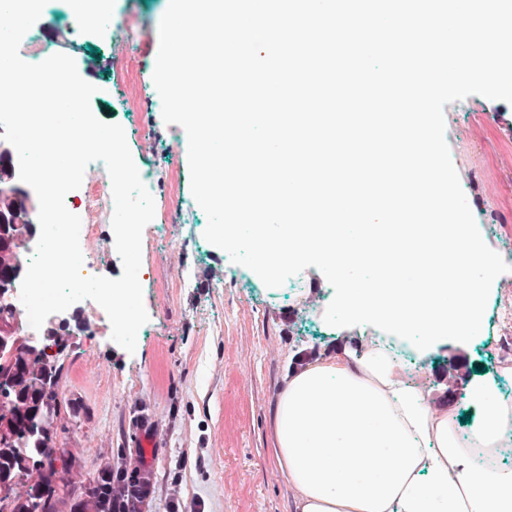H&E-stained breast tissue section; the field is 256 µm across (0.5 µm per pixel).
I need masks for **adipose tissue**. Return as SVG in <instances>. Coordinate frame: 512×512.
<instances>
[{
    "label": "adipose tissue",
    "mask_w": 512,
    "mask_h": 512,
    "mask_svg": "<svg viewBox=\"0 0 512 512\" xmlns=\"http://www.w3.org/2000/svg\"><path fill=\"white\" fill-rule=\"evenodd\" d=\"M393 336L346 340L290 368L273 426L275 460L296 512H512V400L499 373L468 391V439L453 411L410 385Z\"/></svg>",
    "instance_id": "1"
}]
</instances>
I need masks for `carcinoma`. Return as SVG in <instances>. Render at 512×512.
Returning a JSON list of instances; mask_svg holds the SVG:
<instances>
[{
	"label": "carcinoma",
	"mask_w": 512,
	"mask_h": 512,
	"mask_svg": "<svg viewBox=\"0 0 512 512\" xmlns=\"http://www.w3.org/2000/svg\"><path fill=\"white\" fill-rule=\"evenodd\" d=\"M0 208L15 218V240L0 244V285L12 284L19 269L24 239L30 228L28 210L21 198L1 196ZM69 333L62 326L49 327L44 340L61 349ZM46 351L26 341L10 360L0 361V482L7 483L0 494V512H56L60 499L71 491L57 482V464L71 468L55 447L58 413L47 410L57 398L59 379L56 361L45 360ZM26 486L24 493L16 486ZM112 486L103 477L92 480L89 492L75 503L73 512H112Z\"/></svg>",
	"instance_id": "obj_1"
}]
</instances>
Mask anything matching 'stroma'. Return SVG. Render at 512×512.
<instances>
[{
	"label": "stroma",
	"mask_w": 512,
	"mask_h": 512,
	"mask_svg": "<svg viewBox=\"0 0 512 512\" xmlns=\"http://www.w3.org/2000/svg\"><path fill=\"white\" fill-rule=\"evenodd\" d=\"M119 18L106 39L75 32L65 8L42 13L53 49L82 65L96 86L91 109L102 121L133 126L127 144L150 173L156 248L143 254L139 279L149 320L135 351L106 331L97 303L70 310V336L57 357L60 431L72 464L62 478L74 494L100 473L135 512H294V490L273 454L272 413L282 380L304 351L326 355L338 329L318 315L334 290L315 267L267 288L250 269L204 237L207 216L190 190L186 142L166 124L153 82L164 0H115ZM445 136L478 226L512 255V104L471 95L445 105ZM512 274L485 311L482 341L445 342L418 362L410 379L436 399L472 415L469 385L486 371L512 373ZM153 459L144 461V439Z\"/></svg>",
	"instance_id": "1"
}]
</instances>
